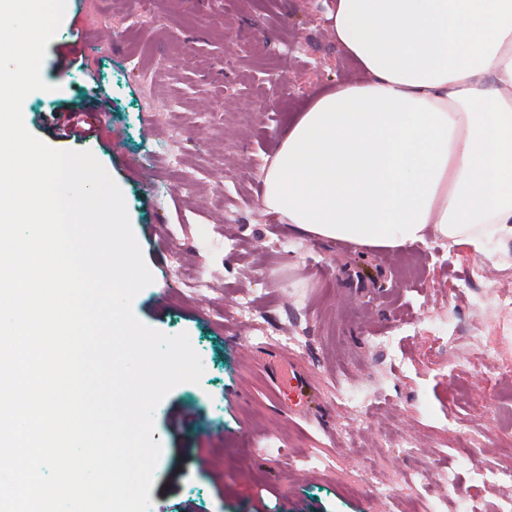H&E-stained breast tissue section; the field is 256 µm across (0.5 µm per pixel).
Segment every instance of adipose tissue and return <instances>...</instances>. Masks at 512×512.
I'll list each match as a JSON object with an SVG mask.
<instances>
[{"mask_svg":"<svg viewBox=\"0 0 512 512\" xmlns=\"http://www.w3.org/2000/svg\"><path fill=\"white\" fill-rule=\"evenodd\" d=\"M363 74L288 124L262 207L371 249L512 242V0H336Z\"/></svg>","mask_w":512,"mask_h":512,"instance_id":"ef3b65f1","label":"adipose tissue"}]
</instances>
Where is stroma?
Returning <instances> with one entry per match:
<instances>
[{"instance_id": "1", "label": "stroma", "mask_w": 512, "mask_h": 512, "mask_svg": "<svg viewBox=\"0 0 512 512\" xmlns=\"http://www.w3.org/2000/svg\"><path fill=\"white\" fill-rule=\"evenodd\" d=\"M335 4L66 0L41 66L56 93L25 99L26 128L91 151L136 238L150 239L154 281L135 316L188 333L203 363L199 383L155 410L150 512H502L512 500V485L477 475L463 448L479 432L480 464L512 465V318L493 305L512 291V244L488 257L436 237L364 251L260 208L290 117L358 76L329 29ZM77 28L112 93L111 126L66 141L40 116L94 108L82 75L58 62ZM477 267L486 280L461 287ZM286 365L296 389L280 385Z\"/></svg>"}]
</instances>
